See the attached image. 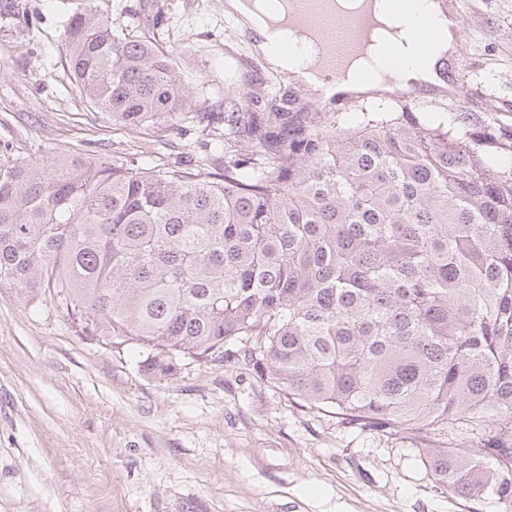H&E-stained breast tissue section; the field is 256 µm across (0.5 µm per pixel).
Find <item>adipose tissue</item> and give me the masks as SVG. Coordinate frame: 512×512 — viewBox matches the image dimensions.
<instances>
[{"mask_svg":"<svg viewBox=\"0 0 512 512\" xmlns=\"http://www.w3.org/2000/svg\"><path fill=\"white\" fill-rule=\"evenodd\" d=\"M374 13L385 26V40L396 48L395 59L377 61L380 71L393 78L388 92L406 89L412 83L441 84L440 66L455 50V22L444 16L438 0H410L408 13L402 19L391 17L388 0H376ZM246 27L258 39L268 61L288 72L292 81L310 90L314 98L326 101L339 93L365 92L376 87L373 81L359 79L363 61L354 62L346 77L339 78L331 70L316 66L318 53L313 40H304L302 48L282 52L274 49L275 36L265 23L250 20Z\"/></svg>","mask_w":512,"mask_h":512,"instance_id":"obj_1","label":"adipose tissue"}]
</instances>
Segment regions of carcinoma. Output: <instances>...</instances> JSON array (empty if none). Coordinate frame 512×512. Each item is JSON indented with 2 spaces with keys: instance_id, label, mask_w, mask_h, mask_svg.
<instances>
[{
  "instance_id": "1",
  "label": "carcinoma",
  "mask_w": 512,
  "mask_h": 512,
  "mask_svg": "<svg viewBox=\"0 0 512 512\" xmlns=\"http://www.w3.org/2000/svg\"><path fill=\"white\" fill-rule=\"evenodd\" d=\"M80 94L135 131L224 122L190 164L0 146V286L49 293L138 368L243 358L288 400L417 440L435 481L512 497V144L409 112H192L171 58L75 0Z\"/></svg>"
}]
</instances>
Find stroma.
Segmentation results:
<instances>
[{
	"label": "stroma",
	"mask_w": 512,
	"mask_h": 512,
	"mask_svg": "<svg viewBox=\"0 0 512 512\" xmlns=\"http://www.w3.org/2000/svg\"><path fill=\"white\" fill-rule=\"evenodd\" d=\"M72 0H0V145L38 157L79 148L174 165L205 140L180 123L165 144L113 125L75 88L64 29ZM225 0H111L116 25L168 52L206 112L251 97L298 112L377 111L375 98L312 99L269 68ZM449 93L458 128L495 116L512 134V0H458ZM137 351L82 340L56 301L0 288V512H512L494 492L440 486L410 439L297 406L244 363L184 361L143 376Z\"/></svg>",
	"instance_id": "stroma-1"
}]
</instances>
